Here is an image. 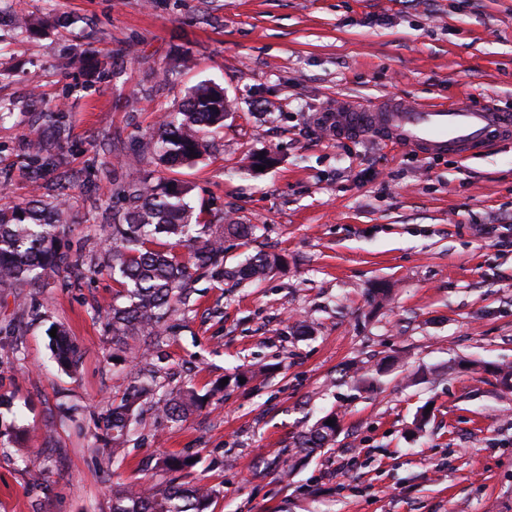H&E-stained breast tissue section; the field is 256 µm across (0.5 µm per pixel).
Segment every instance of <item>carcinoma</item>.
<instances>
[{
    "label": "carcinoma",
    "mask_w": 512,
    "mask_h": 512,
    "mask_svg": "<svg viewBox=\"0 0 512 512\" xmlns=\"http://www.w3.org/2000/svg\"><path fill=\"white\" fill-rule=\"evenodd\" d=\"M228 104L224 90L215 84L202 83L192 88L181 106L168 113L152 135L142 143L146 154L155 157L167 170L197 163L208 147L209 139L224 127ZM43 123L34 132L22 155L33 178L43 179L60 166L56 148L67 130L66 114L55 108L42 115ZM192 188L174 178L146 176L143 180L119 189L127 207L118 222L110 225L109 245L102 247L96 267L108 271L121 285L112 303V349L130 354L131 361L147 359L153 346L163 340L161 330L192 288L194 274L214 271L224 262V238L249 239L252 224L233 221L223 225L216 235L210 226L199 224L190 205ZM67 224L66 208L61 202L31 199L23 205L0 206V288L16 289L36 286L45 278L57 275L67 282L83 274L79 258L60 250L61 236ZM171 239L188 250L182 259L170 250L153 248L156 239ZM282 263L277 255L259 251L228 272L236 283H250L270 274ZM57 366L70 371L77 365L76 352L67 339L66 329L57 327L53 339ZM202 402L193 389L172 397L163 391L155 408L169 419H181ZM137 399L125 398L112 403L104 418V429L112 437L108 455L115 458L124 451L137 422ZM336 419L329 414L319 419L294 442L302 453L317 452L336 440ZM189 460L169 456L164 468L173 473L168 481L141 486L122 485L112 491V512H208L214 491L198 482L179 481L177 473Z\"/></svg>",
    "instance_id": "cac0c4a2"
}]
</instances>
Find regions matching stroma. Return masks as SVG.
Instances as JSON below:
<instances>
[{"instance_id": "obj_1", "label": "stroma", "mask_w": 512, "mask_h": 512, "mask_svg": "<svg viewBox=\"0 0 512 512\" xmlns=\"http://www.w3.org/2000/svg\"><path fill=\"white\" fill-rule=\"evenodd\" d=\"M11 5L41 27L0 45V204L64 199L61 248L92 259L122 208L114 184L156 169L141 138L211 80L224 127L173 176L202 223L257 230L225 239L224 273L196 275L153 355L167 391L204 406L178 421L145 411L113 461L103 418L135 384L111 359L118 283L104 271L0 291V512H112L114 482L165 481L171 454L215 489L213 512H512V392L492 373L512 367V244L480 232L512 241V145L423 158L317 120L340 97L512 111V0ZM63 13L75 28L49 24ZM56 106L60 175L38 183L19 156ZM259 251L283 265L228 280ZM55 324L75 374L52 359ZM331 411L335 444L285 472L295 436Z\"/></svg>"}]
</instances>
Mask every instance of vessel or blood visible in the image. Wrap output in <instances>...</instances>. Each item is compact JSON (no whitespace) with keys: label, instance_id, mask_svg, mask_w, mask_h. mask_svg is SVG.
<instances>
[{"label":"vessel or blood","instance_id":"obj_1","mask_svg":"<svg viewBox=\"0 0 512 512\" xmlns=\"http://www.w3.org/2000/svg\"><path fill=\"white\" fill-rule=\"evenodd\" d=\"M323 125L342 137L372 136L424 157L446 152L470 157L512 143V112L490 100L479 106H416L391 98L340 99L325 113Z\"/></svg>","mask_w":512,"mask_h":512}]
</instances>
